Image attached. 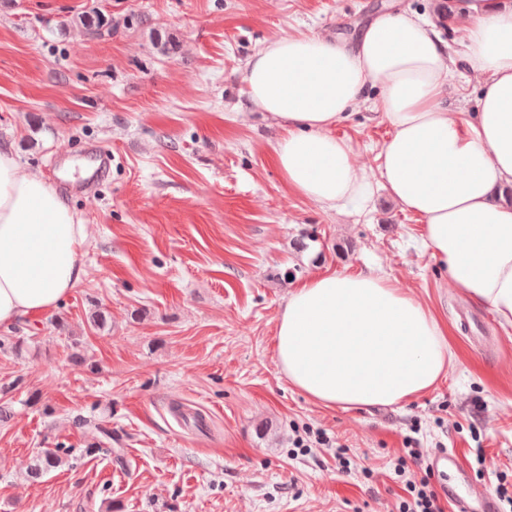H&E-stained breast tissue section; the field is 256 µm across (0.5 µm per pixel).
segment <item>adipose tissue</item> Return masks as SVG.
<instances>
[{"mask_svg": "<svg viewBox=\"0 0 512 512\" xmlns=\"http://www.w3.org/2000/svg\"><path fill=\"white\" fill-rule=\"evenodd\" d=\"M466 61L484 76L474 112L446 90L456 60L435 26L378 14L351 42L302 33L257 47L241 80L281 129L274 161L289 189L344 213L388 190L425 225L449 283L512 326V7L466 0ZM378 90L392 133L375 170L335 129ZM87 224L39 172L0 148V327L57 308L81 282ZM275 350L293 387L327 408L391 406L432 389L453 352L432 312L377 270L325 273L289 294Z\"/></svg>", "mask_w": 512, "mask_h": 512, "instance_id": "obj_1", "label": "adipose tissue"}]
</instances>
